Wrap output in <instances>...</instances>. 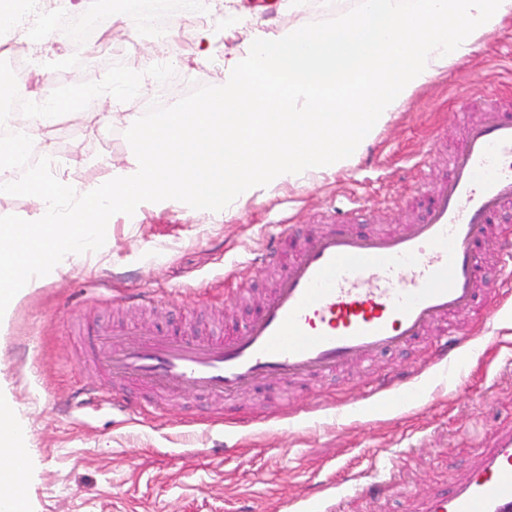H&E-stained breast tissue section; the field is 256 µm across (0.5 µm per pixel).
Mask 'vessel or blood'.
Listing matches in <instances>:
<instances>
[{
    "label": "vessel or blood",
    "mask_w": 512,
    "mask_h": 512,
    "mask_svg": "<svg viewBox=\"0 0 512 512\" xmlns=\"http://www.w3.org/2000/svg\"><path fill=\"white\" fill-rule=\"evenodd\" d=\"M448 168L423 215L397 229L300 236L281 225L277 248L249 265L277 269L275 285L235 334L186 339L147 329L130 342L107 331L87 351L90 366L107 386L221 402L262 382L330 378L408 349L437 326L438 357L447 359L454 317L475 308L483 291L487 243L499 267L512 268V229L489 237L491 220L512 209V105L487 104ZM289 242L296 251L285 262L280 247ZM409 512H512V431L494 434L456 483L412 499Z\"/></svg>",
    "instance_id": "b4317fda"
}]
</instances>
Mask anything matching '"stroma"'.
Listing matches in <instances>:
<instances>
[{
	"mask_svg": "<svg viewBox=\"0 0 512 512\" xmlns=\"http://www.w3.org/2000/svg\"><path fill=\"white\" fill-rule=\"evenodd\" d=\"M115 2L74 0L76 19L110 13L116 49L81 54L62 73L55 60L72 48L52 34L41 50L51 82L72 91L97 87L116 112L137 117L152 102L174 104L193 83L222 85L224 56L244 40L237 26L216 28L229 16L226 0H200L202 23L170 18L176 42L163 87L155 83L156 62L143 59L144 31ZM250 2L258 27L276 34L337 17L356 0L293 12L282 0ZM204 30L209 40H201ZM511 96L512 15L474 33L470 52L414 89L347 166L276 183L219 212L165 200L114 215L101 250L69 259L13 300L0 317V402L24 424L34 512H283L286 503L321 498L339 480L372 486L345 496L339 512H407L413 490L452 485L491 433L512 428V295H503L496 274L480 313L456 319L462 342L454 353L465 370L454 378L433 365L429 336L378 357L372 374L354 365L336 380L288 393L250 389L219 409L195 394L158 407L151 391L119 385L127 410L93 408L77 390L96 379L84 353L97 326L201 338L240 329L254 312L240 288L258 299L271 280L255 272L242 278L235 268L263 253L280 225L307 233L322 215L341 214L368 231L417 219L414 197L436 188L464 119H478L483 100ZM126 129L83 107L62 115L46 147L69 158L74 189L96 187L128 165ZM143 289L157 295L154 308L132 302ZM242 417L254 426L233 427Z\"/></svg>",
	"mask_w": 512,
	"mask_h": 512,
	"instance_id": "stroma-1",
	"label": "stroma"
}]
</instances>
